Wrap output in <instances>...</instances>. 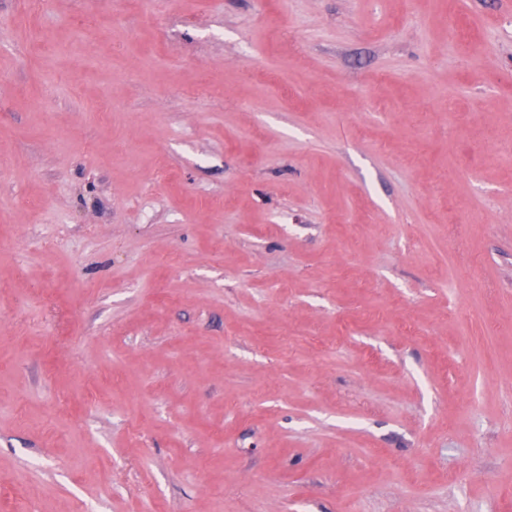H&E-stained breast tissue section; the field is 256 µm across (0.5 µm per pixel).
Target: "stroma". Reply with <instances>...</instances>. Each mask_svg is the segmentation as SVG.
<instances>
[{"label":"stroma","mask_w":512,"mask_h":512,"mask_svg":"<svg viewBox=\"0 0 512 512\" xmlns=\"http://www.w3.org/2000/svg\"><path fill=\"white\" fill-rule=\"evenodd\" d=\"M0 512H512V0H0Z\"/></svg>","instance_id":"obj_1"}]
</instances>
